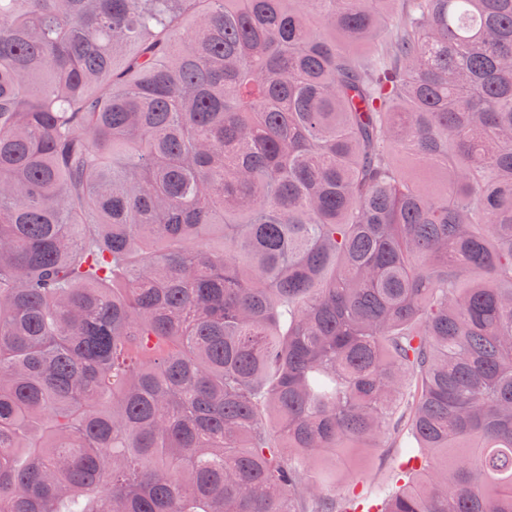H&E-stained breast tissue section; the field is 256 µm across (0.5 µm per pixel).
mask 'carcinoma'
I'll return each mask as SVG.
<instances>
[{
	"instance_id": "1",
	"label": "carcinoma",
	"mask_w": 512,
	"mask_h": 512,
	"mask_svg": "<svg viewBox=\"0 0 512 512\" xmlns=\"http://www.w3.org/2000/svg\"><path fill=\"white\" fill-rule=\"evenodd\" d=\"M512 512V0H0V512ZM409 441L404 436L390 448H350L336 455V494L347 491L353 482L371 497L392 494L402 485L396 478V468Z\"/></svg>"
}]
</instances>
